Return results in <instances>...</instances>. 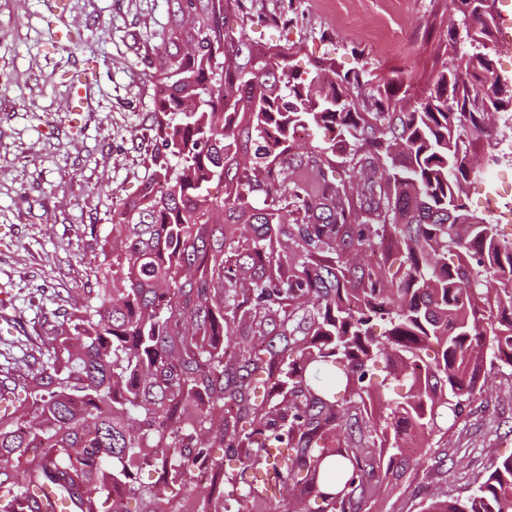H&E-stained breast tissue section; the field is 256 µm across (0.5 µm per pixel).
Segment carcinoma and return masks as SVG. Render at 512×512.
<instances>
[{
	"label": "carcinoma",
	"instance_id": "cac0c4a2",
	"mask_svg": "<svg viewBox=\"0 0 512 512\" xmlns=\"http://www.w3.org/2000/svg\"><path fill=\"white\" fill-rule=\"evenodd\" d=\"M169 2L141 190L113 206L95 286L40 365L0 375V512L30 486L78 512H164L180 492L231 512L226 484L236 512L285 491L291 512H363L411 465L410 440L448 434L512 367V288L495 287L512 241L464 202L486 106L512 107V86L478 52L410 110L360 112V73L304 78L290 48L230 31L243 0ZM455 3L487 48L485 0ZM318 126L339 145L297 152ZM146 468L157 484L138 482ZM423 512H512V454Z\"/></svg>",
	"mask_w": 512,
	"mask_h": 512
}]
</instances>
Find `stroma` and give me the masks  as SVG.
Instances as JSON below:
<instances>
[{
	"mask_svg": "<svg viewBox=\"0 0 512 512\" xmlns=\"http://www.w3.org/2000/svg\"><path fill=\"white\" fill-rule=\"evenodd\" d=\"M0 0V370L30 363L52 325L79 305L103 260L113 204L136 196L156 150V99L146 61L170 26L167 0ZM233 30L289 46L301 71H357V104L393 89L419 100L452 54L461 16L451 0H244ZM91 78L90 107H68L71 78ZM471 150L484 172L466 202L486 216L495 167L485 139ZM413 464L370 512H420L430 494L474 490L491 455L512 454V368L465 402L445 437L407 451Z\"/></svg>",
	"mask_w": 512,
	"mask_h": 512,
	"instance_id": "obj_1",
	"label": "stroma"
}]
</instances>
